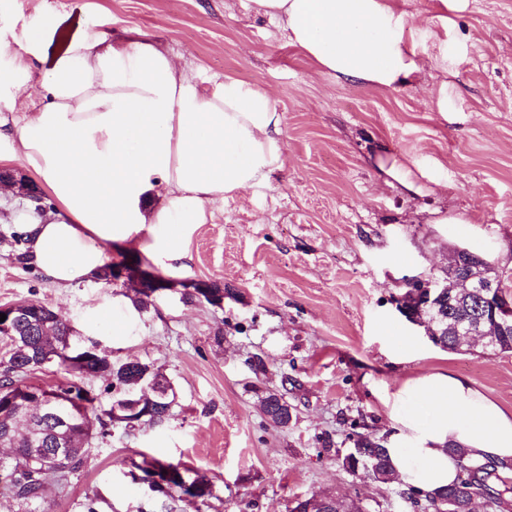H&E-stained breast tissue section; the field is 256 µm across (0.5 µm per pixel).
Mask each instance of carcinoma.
Instances as JSON below:
<instances>
[{
  "label": "carcinoma",
  "instance_id": "cac0c4a2",
  "mask_svg": "<svg viewBox=\"0 0 512 512\" xmlns=\"http://www.w3.org/2000/svg\"><path fill=\"white\" fill-rule=\"evenodd\" d=\"M432 315L435 317V327L441 332V340L448 350H455L456 336L454 328L462 325H485L490 317V310L484 297L477 293H466L455 307L443 303L437 307ZM26 323L16 335L24 337L16 348H9L11 354L8 358H0V391L12 390L22 392L29 387L27 377L41 369L40 360L51 356L54 363L65 368L72 379L49 386L57 398L71 402L84 400L92 403L98 396L92 393L83 377V372L65 363L60 351L64 350L67 341L78 344L82 354L87 356V369L109 380L108 389L112 390L113 397H119L127 392L141 394L148 392L154 385L163 384L169 390L168 402L162 408L154 411V415L143 419V422L157 424L163 422L171 415L175 404V390L173 382L154 366L139 360L115 361L106 352L98 349L92 343L85 344L82 337L69 325L57 323L51 318V312L46 306L31 302L25 308ZM100 430L94 431L91 427L83 426L78 421L72 422L68 428L58 431L49 423L42 426L43 450L46 452L58 447V439L70 444L69 451L60 456L47 457L42 461L31 460L32 431L22 427V431L11 430V437L4 444L12 448V453L6 458L0 457V484L7 489L12 497L18 501L22 512H33V504L42 499L46 485L52 481H62L70 474L77 473L88 457V447L92 441L103 436L108 429L114 426L134 428L138 422L133 420L129 412H118L112 415V405L103 409V418L99 421ZM354 445L365 449L360 458L361 464L348 462L349 474L355 475V467L369 465L368 475L381 484L389 483L391 470L389 465L388 449L379 439L359 435ZM456 456L459 474L456 482L446 488L433 493H424L412 489L409 498L418 497L425 501L429 512H439L434 505L436 499H445L460 507V512H472L470 508L472 497L480 495L489 500V512H497V507L504 503V495L512 494V486L497 489L489 484L491 478L498 477V465L492 462H480L467 457L466 453L458 448L451 449ZM132 467L140 471L133 475L139 481L156 475L159 480L153 483L156 492L167 494L179 491L187 500L195 505L196 512L209 507L210 501L217 498L215 485L209 479L199 476L181 462L153 459L143 460L140 463L131 462Z\"/></svg>",
  "mask_w": 512,
  "mask_h": 512
}]
</instances>
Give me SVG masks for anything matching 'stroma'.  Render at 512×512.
I'll use <instances>...</instances> for the list:
<instances>
[{"label":"stroma","mask_w":512,"mask_h":512,"mask_svg":"<svg viewBox=\"0 0 512 512\" xmlns=\"http://www.w3.org/2000/svg\"><path fill=\"white\" fill-rule=\"evenodd\" d=\"M393 2L431 66L380 88L321 73L250 0H0L1 75L21 59L23 28L48 18L69 34L137 27L201 80L269 89L283 117L285 165L271 187L225 201L184 244L179 282L217 285L223 304L163 291L135 323L114 308L96 338L113 359L170 378V417L94 440L79 472L46 486L41 512H81L88 497L97 512H195L132 480V462L146 457L212 480L207 512H287L315 495L361 512H414L403 481L344 469L356 435L403 445L402 390L431 373L469 379L512 410V353L480 340L437 347L393 301L408 279L444 277L457 248L512 275V0ZM383 147L422 193L379 176L371 157ZM25 205L16 192L0 197V305L39 302L75 327L91 299L134 297L122 279L64 289L22 269L15 219ZM440 214L455 218L452 229L436 224ZM281 388L295 407L285 428L257 398Z\"/></svg>","instance_id":"obj_1"}]
</instances>
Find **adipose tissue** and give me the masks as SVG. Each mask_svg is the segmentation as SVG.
Returning a JSON list of instances; mask_svg holds the SVG:
<instances>
[{
  "label": "adipose tissue",
  "mask_w": 512,
  "mask_h": 512,
  "mask_svg": "<svg viewBox=\"0 0 512 512\" xmlns=\"http://www.w3.org/2000/svg\"><path fill=\"white\" fill-rule=\"evenodd\" d=\"M281 22L292 45L325 72L390 88L424 65L391 0H251ZM29 28L30 64L0 79V112L39 101L13 120L0 165L17 162L55 200L54 212L24 216L30 264L59 287L95 278L119 245L175 275L193 225L241 192L268 187L284 167L282 116L265 89L233 78L201 85L148 33L65 36ZM403 429L415 441L389 451L409 486L431 493L454 483L458 445L482 462L512 464V411L468 379L437 373L404 390Z\"/></svg>",
  "instance_id": "ef3b65f1"
}]
</instances>
